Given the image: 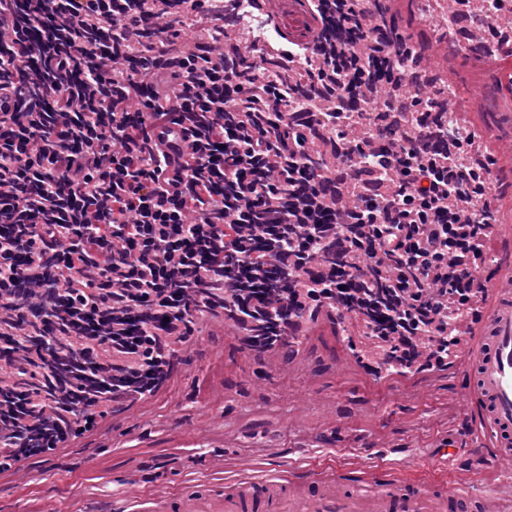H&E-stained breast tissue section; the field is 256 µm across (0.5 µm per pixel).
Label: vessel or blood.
<instances>
[{"instance_id":"1","label":"vessel or blood","mask_w":512,"mask_h":512,"mask_svg":"<svg viewBox=\"0 0 512 512\" xmlns=\"http://www.w3.org/2000/svg\"><path fill=\"white\" fill-rule=\"evenodd\" d=\"M286 39H307L316 20L305 0H272ZM495 104L502 127L494 147L498 158L512 157V69L496 65ZM154 141L175 177L192 157V143L175 123L158 125ZM490 298L480 330L469 392L480 407L478 424L490 437V463L512 469V278L488 288ZM502 498L489 492L475 496L465 488L406 485L391 477L387 466L348 480L334 470H315L298 479L274 473L241 479L224 488L182 492L136 503V512H500Z\"/></svg>"}]
</instances>
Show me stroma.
<instances>
[{
    "label": "stroma",
    "instance_id": "stroma-1",
    "mask_svg": "<svg viewBox=\"0 0 512 512\" xmlns=\"http://www.w3.org/2000/svg\"><path fill=\"white\" fill-rule=\"evenodd\" d=\"M491 170L490 209L512 237V162ZM349 327L343 338L318 319L283 365L204 322L149 402L111 408L65 447L0 471V512H127L137 496L217 489L274 470L360 474L376 468L382 448L407 484L482 493L512 482V473L474 463V449L488 445L466 395L479 323L461 336V358L407 377L376 373L363 327Z\"/></svg>",
    "mask_w": 512,
    "mask_h": 512
}]
</instances>
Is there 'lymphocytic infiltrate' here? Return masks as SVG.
<instances>
[{
	"instance_id": "1",
	"label": "lymphocytic infiltrate",
	"mask_w": 512,
	"mask_h": 512,
	"mask_svg": "<svg viewBox=\"0 0 512 512\" xmlns=\"http://www.w3.org/2000/svg\"><path fill=\"white\" fill-rule=\"evenodd\" d=\"M0 0V336H82L115 402L167 379L170 337L223 316L257 350L325 308L418 336L448 365V319L481 316L479 273L496 220L474 132L448 123L442 90L382 0H311L313 41L277 56L225 45L238 16L214 0ZM193 21L192 43L181 28ZM184 125L192 160L165 178L154 127ZM329 147L331 165L308 158ZM287 282L280 316L252 296ZM50 287L49 303L17 302ZM137 335H129L130 321ZM12 418L50 411L40 447L77 431L27 384Z\"/></svg>"
}]
</instances>
